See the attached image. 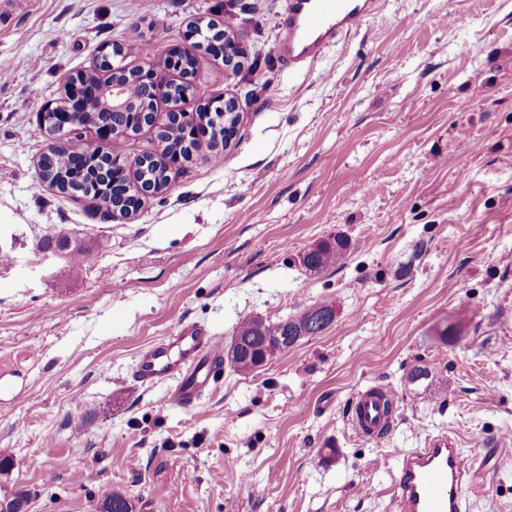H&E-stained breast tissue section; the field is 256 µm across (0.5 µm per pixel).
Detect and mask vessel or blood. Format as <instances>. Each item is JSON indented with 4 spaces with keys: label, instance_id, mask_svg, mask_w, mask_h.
Masks as SVG:
<instances>
[{
    "label": "vessel or blood",
    "instance_id": "obj_1",
    "mask_svg": "<svg viewBox=\"0 0 512 512\" xmlns=\"http://www.w3.org/2000/svg\"><path fill=\"white\" fill-rule=\"evenodd\" d=\"M377 0H287L280 19V52L288 68L315 64L325 49L371 15ZM224 341L195 324L177 326L161 341L142 349L131 376L142 384L171 383V402L196 407L222 375ZM391 391L372 386L359 392L348 421L360 437L376 438L387 419ZM477 474L464 464L453 439L436 436L422 448L403 453L391 474L395 512H463L464 488Z\"/></svg>",
    "mask_w": 512,
    "mask_h": 512
}]
</instances>
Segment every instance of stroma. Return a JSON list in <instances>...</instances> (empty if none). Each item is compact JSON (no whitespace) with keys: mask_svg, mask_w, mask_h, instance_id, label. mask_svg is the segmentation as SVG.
<instances>
[{"mask_svg":"<svg viewBox=\"0 0 512 512\" xmlns=\"http://www.w3.org/2000/svg\"><path fill=\"white\" fill-rule=\"evenodd\" d=\"M0 0V495L30 512H389L398 451L454 439L480 466L463 512H512V0H381L313 69L276 50L284 0ZM236 18L237 70L199 55V96L158 101L126 140L134 167L171 111L236 98L223 164L175 165L131 219L43 183L37 114L64 78L120 43L164 72L197 18ZM89 241L67 269L46 236ZM356 248L312 272L305 252ZM324 302L322 334L244 375L224 368L197 407L131 378L181 323L231 338ZM428 380L410 383L411 366ZM398 398L381 438L354 435L360 390ZM95 509L96 512H135L136 505L130 497L113 492L98 502Z\"/></svg>","mask_w":512,"mask_h":512,"instance_id":"35a3bbf8","label":"stroma"}]
</instances>
